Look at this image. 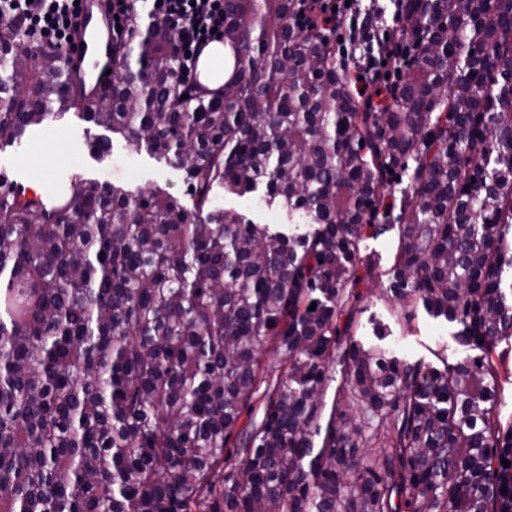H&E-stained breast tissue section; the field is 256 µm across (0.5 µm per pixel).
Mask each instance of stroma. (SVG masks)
<instances>
[{
    "mask_svg": "<svg viewBox=\"0 0 512 512\" xmlns=\"http://www.w3.org/2000/svg\"><path fill=\"white\" fill-rule=\"evenodd\" d=\"M106 136L104 128L85 121L78 109H71L56 120L34 127L22 140L0 145V174L25 184L41 180L49 193L67 186L72 175L78 173L133 192L160 189L177 197L184 207H192L193 197L182 172L146 149L131 147L116 136L111 138L108 156L92 154L88 142ZM213 206L288 235L311 229L305 216L269 202L261 189L245 196L218 191ZM396 246L397 235L393 232L361 240V259L371 265L372 272L363 276L354 289L350 299L354 321L343 331V338L378 347L387 356L426 368L454 365L475 356L474 347L459 337L457 324L433 317L423 306L400 303L386 293Z\"/></svg>",
    "mask_w": 512,
    "mask_h": 512,
    "instance_id": "stroma-1",
    "label": "stroma"
}]
</instances>
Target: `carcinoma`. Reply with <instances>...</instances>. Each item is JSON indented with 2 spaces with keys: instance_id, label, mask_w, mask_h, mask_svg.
Wrapping results in <instances>:
<instances>
[{
  "instance_id": "carcinoma-1",
  "label": "carcinoma",
  "mask_w": 512,
  "mask_h": 512,
  "mask_svg": "<svg viewBox=\"0 0 512 512\" xmlns=\"http://www.w3.org/2000/svg\"><path fill=\"white\" fill-rule=\"evenodd\" d=\"M397 9L410 65L367 110L293 0H224L234 66L204 97L182 98L160 18L133 25L137 70L122 55L90 93L60 51L0 36V143L78 108L194 198L77 175L30 196L0 175V512H512L492 358L512 338V0ZM396 169L411 175L386 292L480 351L441 369L341 346ZM260 186L314 231L212 208L216 188ZM270 352L282 371L262 392ZM338 361L339 360L337 359L336 363L331 365L329 368V374L331 375L332 380L329 382V387L325 394V404L321 410L322 414H321V419H320L323 433H324V428L326 426L327 420H328L330 412H331L335 394L337 393V390L343 381L342 367L339 365Z\"/></svg>"
}]
</instances>
